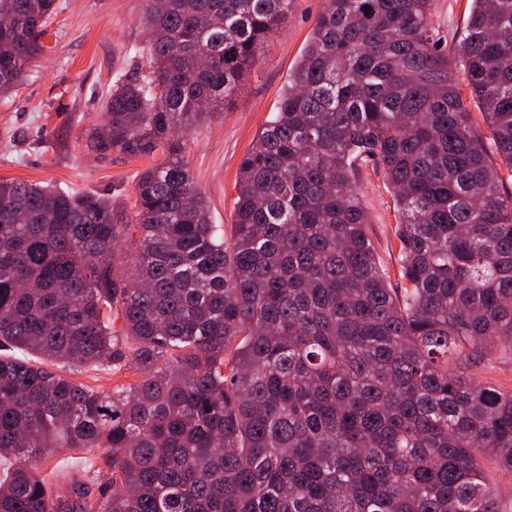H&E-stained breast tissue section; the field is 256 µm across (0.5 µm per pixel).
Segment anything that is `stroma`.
<instances>
[{"label":"stroma","mask_w":512,"mask_h":512,"mask_svg":"<svg viewBox=\"0 0 512 512\" xmlns=\"http://www.w3.org/2000/svg\"><path fill=\"white\" fill-rule=\"evenodd\" d=\"M43 54L28 80L0 98V180H24L65 191L109 196L124 210L151 165L148 157L102 154L89 134L103 120L102 103L119 78L147 67L145 0H56ZM324 0H293L260 61L226 105L216 106L183 143V154L205 192L211 220L230 224L243 156L278 106L289 72L300 60ZM470 0H433L441 44L454 49ZM369 234L391 287H402L398 213L390 187L371 165L361 168Z\"/></svg>","instance_id":"1"}]
</instances>
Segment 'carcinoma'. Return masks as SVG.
I'll list each match as a JSON object with an SVG mask.
<instances>
[{
    "mask_svg": "<svg viewBox=\"0 0 512 512\" xmlns=\"http://www.w3.org/2000/svg\"><path fill=\"white\" fill-rule=\"evenodd\" d=\"M471 2L455 52L484 130L433 0H324L226 237L172 135L235 93L292 0H147L150 75L117 80L90 133L169 146L134 215L0 181V512H503L483 462L512 472V391L463 367L512 358V0ZM55 11L0 0V96ZM369 160L400 214L401 291L368 234ZM46 364L140 379L100 391ZM61 449L107 470L76 462L63 493L71 463L43 474ZM470 5L469 0H433L432 17L441 44L448 49L452 67L460 79L462 98L471 112L472 120L484 130L486 125L481 111L471 99L470 91L463 80L462 65L458 57L453 54L455 45L463 34Z\"/></svg>",
    "mask_w": 512,
    "mask_h": 512,
    "instance_id": "carcinoma-1",
    "label": "carcinoma"
}]
</instances>
